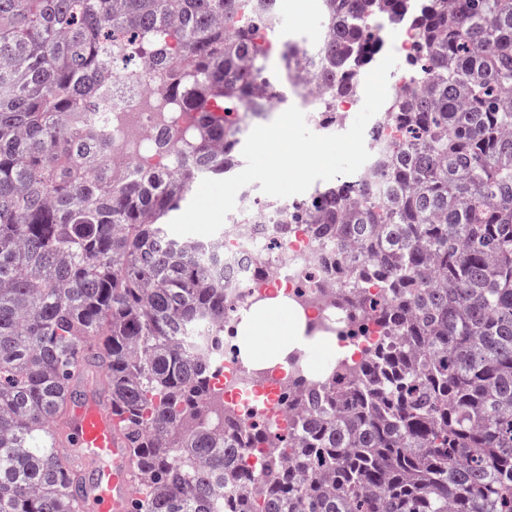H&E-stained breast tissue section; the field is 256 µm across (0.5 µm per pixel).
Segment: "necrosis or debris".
<instances>
[{
  "mask_svg": "<svg viewBox=\"0 0 512 512\" xmlns=\"http://www.w3.org/2000/svg\"><path fill=\"white\" fill-rule=\"evenodd\" d=\"M112 82L132 84L133 90L113 94L100 110L84 115L101 129L109 161L133 172L145 167L178 172L183 155L162 151L156 138L165 130L190 141L196 113L171 97L152 70L134 80L122 73ZM295 100L322 131L344 122L357 103L353 96L329 103L305 86L296 90ZM307 200L303 193L280 199L275 208L247 201L242 211L227 216L219 240L231 312L224 320V342L210 358L213 383L225 406L234 408L236 420L249 427L259 420L269 428L287 427L300 392L344 383L346 373L362 364L380 338L377 325L356 322L351 297L359 280L335 239L318 234L316 225L287 222V215ZM277 295L303 312L313 332L334 342L336 353L319 360L307 347L295 350L283 367L255 370L245 365L235 342L236 326L256 304ZM348 347L353 350L349 356L344 353Z\"/></svg>",
  "mask_w": 512,
  "mask_h": 512,
  "instance_id": "4bbe7bcc",
  "label": "necrosis or debris"
}]
</instances>
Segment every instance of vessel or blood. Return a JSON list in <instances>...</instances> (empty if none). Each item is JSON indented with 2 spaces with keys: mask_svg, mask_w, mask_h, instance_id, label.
<instances>
[{
  "mask_svg": "<svg viewBox=\"0 0 512 512\" xmlns=\"http://www.w3.org/2000/svg\"><path fill=\"white\" fill-rule=\"evenodd\" d=\"M69 437L77 453L102 462L83 496L86 512H131L136 476L111 406L94 397L73 405Z\"/></svg>",
  "mask_w": 512,
  "mask_h": 512,
  "instance_id": "1",
  "label": "vessel or blood"
}]
</instances>
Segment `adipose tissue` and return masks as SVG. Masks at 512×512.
Segmentation results:
<instances>
[{
  "instance_id": "adipose-tissue-1",
  "label": "adipose tissue",
  "mask_w": 512,
  "mask_h": 512,
  "mask_svg": "<svg viewBox=\"0 0 512 512\" xmlns=\"http://www.w3.org/2000/svg\"><path fill=\"white\" fill-rule=\"evenodd\" d=\"M241 333L242 359L259 369L284 364L290 351L312 342L305 334L304 320L281 298L255 306L244 318Z\"/></svg>"
}]
</instances>
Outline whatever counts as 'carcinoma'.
Segmentation results:
<instances>
[{
	"label": "carcinoma",
	"mask_w": 512,
	"mask_h": 512,
	"mask_svg": "<svg viewBox=\"0 0 512 512\" xmlns=\"http://www.w3.org/2000/svg\"><path fill=\"white\" fill-rule=\"evenodd\" d=\"M278 16L279 0H0V512H81L67 398L89 376L135 461L132 512H224L226 490L241 512H512V0H328L331 38L298 85L357 92L374 20L418 31L386 166L358 173L357 205L339 180L294 215L359 246L385 296L356 306L391 344L302 394L301 433L214 422L215 341L194 330L224 333V254L167 224L240 165L235 113L266 117L256 81L288 87L298 45L279 43L273 81L259 42ZM107 46L125 69L152 58L198 113L178 175L104 169L81 131ZM247 448L270 449L253 473Z\"/></svg>",
	"instance_id": "cac0c4a2"
}]
</instances>
